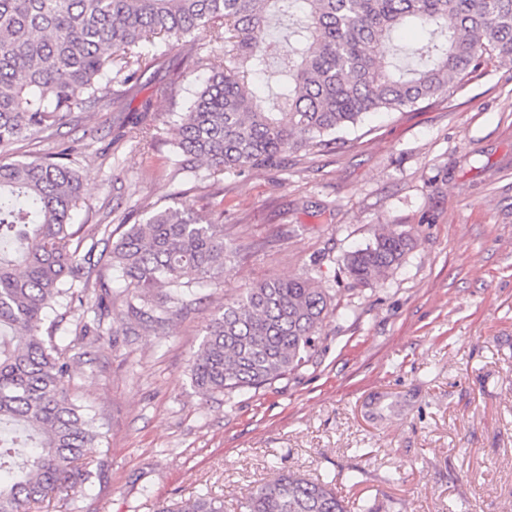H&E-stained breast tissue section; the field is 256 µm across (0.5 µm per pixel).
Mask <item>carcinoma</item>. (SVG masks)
Segmentation results:
<instances>
[{
	"mask_svg": "<svg viewBox=\"0 0 512 512\" xmlns=\"http://www.w3.org/2000/svg\"><path fill=\"white\" fill-rule=\"evenodd\" d=\"M288 19V52L266 36ZM408 26L443 41L394 62L392 35ZM205 46L208 76L178 113L185 157L209 175L273 166L287 153L326 147L371 112H405L451 99L492 64L512 63V0H0V512H30L60 489L98 479L88 450L100 433L92 410L68 394L70 352L87 336H114L90 267L105 244L107 269L130 286L125 317L165 335L170 316L191 308L197 288L221 284L237 251L223 215L200 216L190 202L148 207L119 237L78 238L82 207L78 148L5 161L15 143L53 129L64 116L105 98L122 102L151 47L169 55ZM279 63L277 91L248 88ZM413 247L410 231L379 226L372 243L346 254L356 284L384 279ZM71 314L73 339L56 340L46 311ZM332 309L310 277L267 280L224 300L190 365L201 395L260 388L306 365ZM92 312L90 320L85 314ZM245 512H348L330 481L282 474L248 492ZM161 512H224V502L188 498Z\"/></svg>",
	"mask_w": 512,
	"mask_h": 512,
	"instance_id": "cac0c4a2",
	"label": "carcinoma"
}]
</instances>
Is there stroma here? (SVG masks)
<instances>
[{"label": "stroma", "instance_id": "obj_1", "mask_svg": "<svg viewBox=\"0 0 512 512\" xmlns=\"http://www.w3.org/2000/svg\"><path fill=\"white\" fill-rule=\"evenodd\" d=\"M198 86L195 67L176 80L160 59L127 91V112L152 103L151 147L120 138L125 111L107 100L15 146L80 147L76 224L186 197L223 212L243 256L167 335L132 320L115 343L84 341L68 389L100 414V477L34 512H157L205 493L241 512L250 489L288 472L335 478L351 512H512V64L451 101L368 116L329 147L216 181L202 167L169 175V114ZM381 224L411 230L415 246L385 279L355 285L343 258ZM301 275L335 305L308 365L257 390L198 394L190 360L216 307ZM395 399L400 412L385 411Z\"/></svg>", "mask_w": 512, "mask_h": 512}]
</instances>
